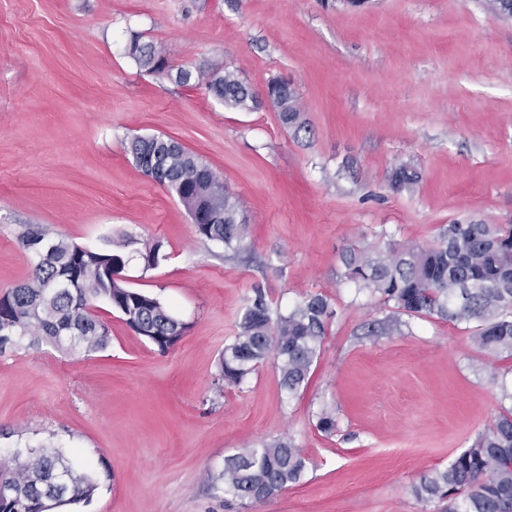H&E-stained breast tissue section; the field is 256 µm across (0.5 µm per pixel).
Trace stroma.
I'll use <instances>...</instances> for the list:
<instances>
[{
	"mask_svg": "<svg viewBox=\"0 0 512 512\" xmlns=\"http://www.w3.org/2000/svg\"><path fill=\"white\" fill-rule=\"evenodd\" d=\"M134 35L176 69L290 81L305 128L149 73ZM134 135L179 142L228 185L238 251L135 166ZM402 163L419 179L397 191ZM455 221L512 222V18L487 0H0V295L31 274L24 226L89 248L125 234L131 287L187 325L162 353L101 303L105 349L0 354V463L56 450L94 479L54 512H444L412 488L512 406V356L480 350L471 324L395 313L340 253L430 246ZM156 239L167 258L144 269ZM257 286L278 311L315 293L336 311L296 397L270 358L217 383ZM286 437L309 460L298 484L246 507L225 495V457Z\"/></svg>",
	"mask_w": 512,
	"mask_h": 512,
	"instance_id": "obj_1",
	"label": "stroma"
}]
</instances>
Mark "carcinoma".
Here are the masks:
<instances>
[{"mask_svg":"<svg viewBox=\"0 0 512 512\" xmlns=\"http://www.w3.org/2000/svg\"><path fill=\"white\" fill-rule=\"evenodd\" d=\"M127 52L154 74L173 76L185 86L204 83L226 106L253 107L250 89L229 69L174 73L155 45L136 37ZM270 87L276 89L275 106L283 125L303 128L295 90L277 81ZM125 149L144 174L178 198L198 235L228 249L240 247L248 224L240 217L239 200L197 155L158 136L131 137ZM416 181L411 167H395L393 188L401 190ZM18 240L31 258L32 276L0 297V353L26 338L32 347L45 342L69 352L104 348L109 328L92 313L95 301L120 313L134 332H149L145 339L160 352L173 348L183 336L186 325L169 307L114 276L127 264L121 253L87 248L40 227L25 229ZM162 249L159 239L145 249L144 268L158 265ZM341 257L345 278L382 303L408 316L473 323L471 340L481 350L512 355V224L454 222L443 227L435 245L391 244L388 252L375 257L350 245ZM334 315L322 294L307 295L287 312L274 314L264 290L254 288L238 331L219 358V380L224 386H238L272 354L281 389L290 397L298 395ZM306 467L307 459L289 438L247 448L224 459V491L242 502H262L298 483ZM55 475L65 486L49 499L41 488ZM1 482L13 484L15 493L0 499V512H49L88 500L97 490L95 481L77 473L62 454L35 449L23 463L1 464ZM413 493L424 503L448 500V512H512V408L501 411L448 468L421 474Z\"/></svg>","mask_w":512,"mask_h":512,"instance_id":"obj_1","label":"carcinoma"}]
</instances>
